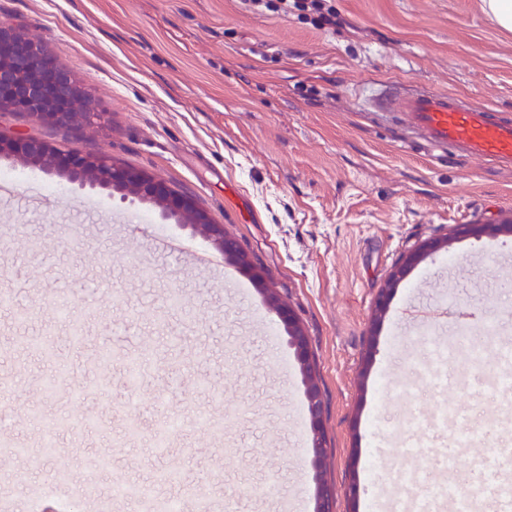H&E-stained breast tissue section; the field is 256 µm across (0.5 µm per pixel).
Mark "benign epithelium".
<instances>
[{
    "instance_id": "7a95c632",
    "label": "benign epithelium",
    "mask_w": 512,
    "mask_h": 512,
    "mask_svg": "<svg viewBox=\"0 0 512 512\" xmlns=\"http://www.w3.org/2000/svg\"><path fill=\"white\" fill-rule=\"evenodd\" d=\"M22 111L69 133L85 130L100 117L71 73L49 56L41 44L0 21V112ZM0 155L14 156L23 165L40 167L70 181L112 189L124 196L148 201L166 217L190 227L207 245L224 254V259L250 275L288 334L305 385V400L310 420L312 465L320 468L325 448L323 420L325 403L318 382L313 350L297 313L272 287V276L261 264L251 260L222 224L214 223L190 195L165 183L125 168L108 158L72 149L64 152L31 137L8 138L0 135ZM512 235V212L486 224H453L443 238L425 240L401 256L387 282L374 300L373 323L388 312L393 293L409 271L426 257L448 252L455 239ZM334 494L323 484L317 491L315 512H333Z\"/></svg>"
}]
</instances>
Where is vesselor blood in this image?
<instances>
[{"instance_id": "vessel-or-blood-1", "label": "vessel or blood", "mask_w": 512, "mask_h": 512, "mask_svg": "<svg viewBox=\"0 0 512 512\" xmlns=\"http://www.w3.org/2000/svg\"><path fill=\"white\" fill-rule=\"evenodd\" d=\"M388 112L402 113L407 125L420 133L434 149L459 153L466 158H482L512 166V119L500 117L496 109L479 106L466 98L447 92L419 89L407 95L388 93L381 103ZM55 314L65 323L73 348H84L87 342L84 328L71 320L72 305L68 296H57ZM440 320L438 308L423 307L404 318L400 326H413L435 332ZM30 353L49 365L51 376L43 390L54 394L59 381L69 373L67 364L60 361L56 346L47 338H35L27 346ZM146 352H132L123 362V381L130 391H138L147 371ZM458 445H472V465L476 481L467 485L456 483L455 451L439 449L437 457L442 475L422 482L419 491L408 499L407 512H479L489 505L493 512H512V441L503 440L493 452L481 449L479 430L469 427L457 438ZM115 497L136 499L144 503L147 512H178L180 505L170 499L158 498L152 488L131 480H114Z\"/></svg>"}]
</instances>
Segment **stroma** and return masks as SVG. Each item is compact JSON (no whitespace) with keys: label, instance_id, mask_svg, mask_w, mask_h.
Listing matches in <instances>:
<instances>
[{"label":"stroma","instance_id":"stroma-1","mask_svg":"<svg viewBox=\"0 0 512 512\" xmlns=\"http://www.w3.org/2000/svg\"><path fill=\"white\" fill-rule=\"evenodd\" d=\"M335 24L311 10L282 14L249 0H0V19L40 42L76 78L102 114L100 124L66 136L24 112H0V133L81 149L190 193L241 248L273 275L315 352L326 406V456L311 465V435L296 428L305 409L302 374L287 336L259 292L237 297L212 273L155 243L174 238L202 249L190 228L159 210L37 171L14 181L0 199V288L39 321L16 325L0 310V379L11 385L0 404V434L29 448L0 465V504L29 512L34 488L52 479L93 484V512H141L112 497L114 478L153 484L164 498L205 485L216 512H284L288 501L315 510L318 482L335 493V512H365L368 495L414 493L415 473L436 474L431 455L412 459L410 438L433 443L447 431L417 426V414L464 410L472 426L491 423L502 393L493 355L475 365L474 335L450 342L448 364L422 335L398 333L407 303L469 309L512 338V236L468 238L420 263L394 293L380 323L373 301L400 257L450 225L482 223L512 209V171L482 160L443 155L396 112L370 103L381 86L424 84L497 107L512 116V31L487 15L484 0H326ZM135 213L138 223H122ZM152 280H142L143 265ZM185 298L169 311V290ZM68 291L87 332L73 350L50 307ZM277 338L268 360L263 327ZM56 332L70 366L55 395L48 369L29 356L27 338ZM175 336L177 351L156 348ZM111 344L103 367L95 348ZM155 347L141 388L128 395L121 373L126 348ZM94 382L80 402L73 386ZM224 392L215 405L211 387ZM142 422L124 441L125 412ZM92 412L104 430L57 433L62 416ZM209 413L222 428L195 421ZM181 422L168 453L150 448L165 416ZM55 451L45 456L46 440ZM112 467H98L101 457ZM174 467L177 483H162ZM262 500L230 498L238 486L263 484ZM358 494H351V486Z\"/></svg>","mask_w":512,"mask_h":512}]
</instances>
